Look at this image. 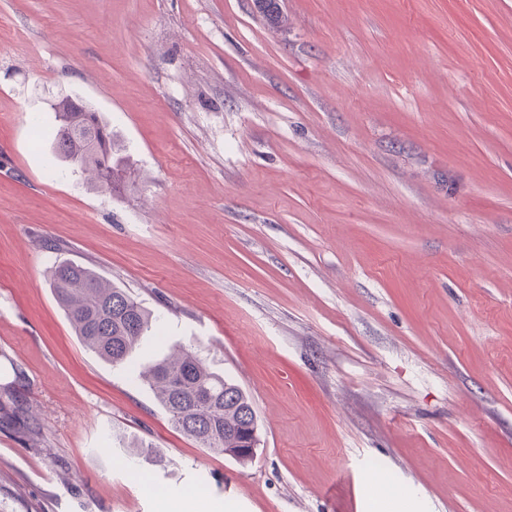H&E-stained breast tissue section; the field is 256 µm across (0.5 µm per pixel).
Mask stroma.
<instances>
[{"mask_svg":"<svg viewBox=\"0 0 512 512\" xmlns=\"http://www.w3.org/2000/svg\"><path fill=\"white\" fill-rule=\"evenodd\" d=\"M281 5L0 0V512H512V0ZM66 94L115 192L31 138ZM55 261L250 394L252 463L82 345ZM254 7L271 29L278 30L287 22L280 0H254Z\"/></svg>","mask_w":512,"mask_h":512,"instance_id":"obj_1","label":"stroma"}]
</instances>
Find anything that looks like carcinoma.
Segmentation results:
<instances>
[{"mask_svg":"<svg viewBox=\"0 0 512 512\" xmlns=\"http://www.w3.org/2000/svg\"><path fill=\"white\" fill-rule=\"evenodd\" d=\"M269 28H282L287 17L280 0H254ZM58 125L52 154L87 176L89 184L112 181L117 188L129 166L115 148L112 128L89 104L61 96L49 104ZM50 287L75 335L106 362L124 367L152 329L142 301L91 268L56 262L48 270ZM153 392L172 426L201 448L226 453L240 463L254 458L258 424L250 395L232 379L206 366L196 352L181 347L134 371Z\"/></svg>","mask_w":512,"mask_h":512,"instance_id":"1","label":"carcinoma"}]
</instances>
